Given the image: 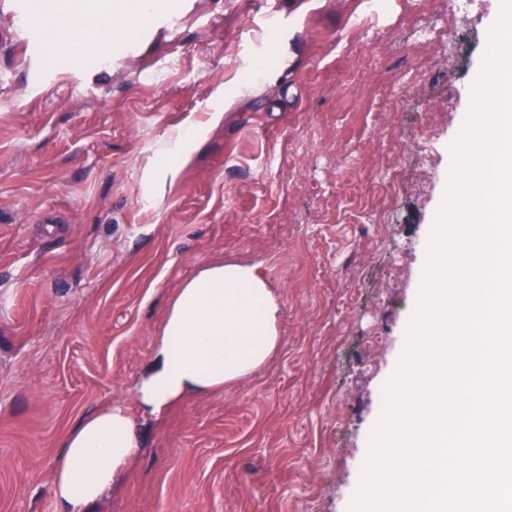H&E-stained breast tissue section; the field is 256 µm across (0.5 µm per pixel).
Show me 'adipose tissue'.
Masks as SVG:
<instances>
[{
	"label": "adipose tissue",
	"instance_id": "ef3b65f1",
	"mask_svg": "<svg viewBox=\"0 0 512 512\" xmlns=\"http://www.w3.org/2000/svg\"><path fill=\"white\" fill-rule=\"evenodd\" d=\"M160 0H48L50 44L85 62L112 54L101 32L132 38L160 9ZM279 305L255 267L216 263L187 281L172 299L154 347L153 364L135 391L159 413L189 395H208L251 375L278 342ZM56 459L52 494L59 512H87L137 451L134 423L119 404L97 411L67 431Z\"/></svg>",
	"mask_w": 512,
	"mask_h": 512
}]
</instances>
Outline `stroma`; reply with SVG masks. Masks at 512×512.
I'll use <instances>...</instances> for the list:
<instances>
[{"mask_svg": "<svg viewBox=\"0 0 512 512\" xmlns=\"http://www.w3.org/2000/svg\"><path fill=\"white\" fill-rule=\"evenodd\" d=\"M164 2L177 35L132 60L0 47V512H57L61 436L114 403L139 451L91 512H350L496 0L450 45L419 29L454 0H282L275 28L267 0ZM354 30L366 57L335 48ZM219 261L266 278L278 347L153 414L135 386L168 306ZM199 131L197 129L181 130L169 146L160 151V164L166 172L176 173L196 141Z\"/></svg>", "mask_w": 512, "mask_h": 512, "instance_id": "35a3bbf8", "label": "stroma"}]
</instances>
